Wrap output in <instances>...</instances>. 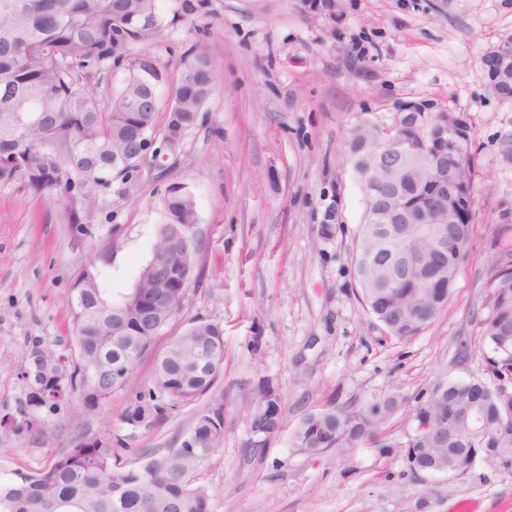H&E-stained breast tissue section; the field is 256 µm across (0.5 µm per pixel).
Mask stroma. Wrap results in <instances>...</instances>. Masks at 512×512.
<instances>
[{
	"instance_id": "obj_1",
	"label": "stroma",
	"mask_w": 512,
	"mask_h": 512,
	"mask_svg": "<svg viewBox=\"0 0 512 512\" xmlns=\"http://www.w3.org/2000/svg\"><path fill=\"white\" fill-rule=\"evenodd\" d=\"M146 43L178 72L206 49L216 90L165 169L143 164L114 182L91 238L70 241L50 199L0 183V472L30 474L81 439L136 465L143 451L180 447L203 401L149 428L119 422L127 391L81 403L47 429L21 411L34 346L69 354L72 285L94 267L120 302L150 259L159 198L174 183L197 203L192 251L201 281L168 333L194 321L224 331V443L199 469L211 512H512V471L482 462L468 475L410 473L368 448L345 475L335 450L296 448L301 420L329 401L360 406L387 394L414 405L435 384L484 375L477 338L495 225L512 224V101L491 88L482 59L512 42V0H202ZM418 103L463 117L473 134L476 234L448 308L411 343L391 340L355 297L352 250L361 186L347 151L362 120L391 126ZM334 231L325 237L322 225ZM270 380L282 428L245 453L253 393Z\"/></svg>"
}]
</instances>
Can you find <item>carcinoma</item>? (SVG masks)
Returning <instances> with one entry per match:
<instances>
[{
	"mask_svg": "<svg viewBox=\"0 0 512 512\" xmlns=\"http://www.w3.org/2000/svg\"><path fill=\"white\" fill-rule=\"evenodd\" d=\"M159 0H0V182L20 181L29 191L59 202L67 224H93L100 206L112 195V181L125 180L140 165L113 163L128 153L137 131L161 134L167 128L190 132L198 113L213 95L215 77L209 51L183 63L174 76L149 51L132 47L159 36L168 23ZM168 88V97L160 92ZM165 112L159 122V112ZM426 130L410 121L402 135L412 143L399 199L413 213L433 214L448 225V249L459 254L447 265L448 287L432 288L408 271L392 279L378 262L410 247L418 255L432 241L405 224H369L362 219L353 257L357 299L391 339L403 344L423 333L446 310L454 286L472 248L475 235L473 182L476 157L472 132L441 137L436 120L424 116ZM441 147L448 156V173L467 183V205L448 215L435 203L422 167ZM383 148L373 124L356 125L349 154L356 174L371 168ZM394 191L381 187L364 199L365 209L388 205ZM162 222L152 258L174 276L182 269L177 252L187 242L176 237L174 225L197 222L193 193L173 183L159 200ZM489 276L484 284L485 316L479 337L489 346L485 372L490 381L473 379L441 383L417 397L406 413L410 428L404 439L383 426L399 407L393 396L365 406L330 405L306 415L295 432L296 447L310 455L332 448L351 461L357 448H371L380 458L399 456L411 473L464 476L482 460L512 470V224L493 229ZM148 311L172 322L187 296L153 297L144 292ZM138 327L123 314V302L112 303L101 288L73 292L71 335L77 360L68 362L70 388L53 402L45 395L55 389L45 373L63 356L36 348L30 354L29 394L25 401L40 427L42 410L58 411L79 395L88 408L103 406L116 389L130 395L119 420L134 429L151 427L167 411L209 394L224 365V336L220 326L192 322L156 350L158 335L142 329V343L126 354L122 378L115 384L95 380L89 368L111 363L112 345ZM154 355L148 386L134 380L140 360ZM266 398L280 404L273 385L263 380L254 392V405ZM448 418V443L436 439L425 425ZM281 423L266 413L251 417L250 430L275 434ZM203 448L186 446L164 453H143L134 468L120 466L112 450L96 440H81L49 465L32 474L11 478L0 473V512H211V495L195 476L224 441V401L218 397L199 412L191 430Z\"/></svg>",
	"mask_w": 512,
	"mask_h": 512,
	"instance_id": "obj_1",
	"label": "carcinoma"
}]
</instances>
